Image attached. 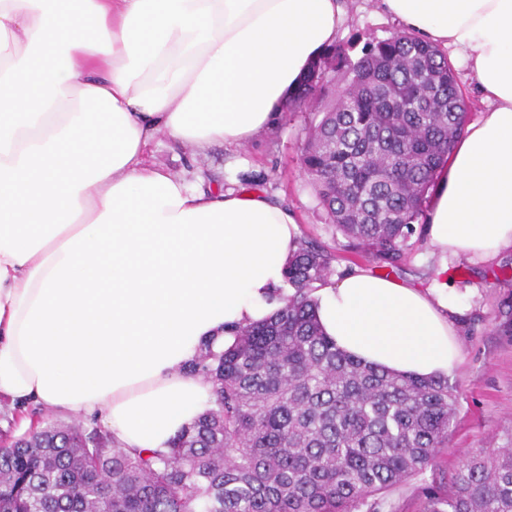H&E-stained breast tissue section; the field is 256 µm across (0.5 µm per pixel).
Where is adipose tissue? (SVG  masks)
<instances>
[{
	"label": "adipose tissue",
	"instance_id": "1",
	"mask_svg": "<svg viewBox=\"0 0 512 512\" xmlns=\"http://www.w3.org/2000/svg\"><path fill=\"white\" fill-rule=\"evenodd\" d=\"M379 3L453 49L490 104L455 140L427 233L492 257L512 247V0ZM343 20L340 0H0V398L149 451L211 407L185 366L282 306L300 227L257 187L201 189L146 149L161 132L198 151L250 142ZM314 297L364 363L433 377L459 357L446 284L358 269Z\"/></svg>",
	"mask_w": 512,
	"mask_h": 512
}]
</instances>
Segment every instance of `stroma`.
<instances>
[{"mask_svg": "<svg viewBox=\"0 0 512 512\" xmlns=\"http://www.w3.org/2000/svg\"><path fill=\"white\" fill-rule=\"evenodd\" d=\"M346 21L337 40L359 58L368 41L400 32V24L383 12L378 0H344ZM313 111L297 112L265 129L241 148L215 146L206 151L161 134L146 150L148 164L182 177L202 173L228 188L256 185L287 206L304 238L335 251L334 277L353 269L375 272V263L345 251V240L328 224L311 181L299 164ZM448 268V282L465 312L456 317L455 342L460 356L448 374L458 395L457 415L447 448L436 458V469L454 473L462 460L485 448L512 445V248L485 261L444 259L430 240L412 241L401 282L429 287L432 271ZM73 423L74 418L39 405L21 410L0 400V438L14 439L23 422Z\"/></svg>", "mask_w": 512, "mask_h": 512, "instance_id": "obj_1", "label": "stroma"}]
</instances>
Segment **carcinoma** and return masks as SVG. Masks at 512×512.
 <instances>
[{
    "label": "carcinoma",
    "instance_id": "obj_1",
    "mask_svg": "<svg viewBox=\"0 0 512 512\" xmlns=\"http://www.w3.org/2000/svg\"><path fill=\"white\" fill-rule=\"evenodd\" d=\"M344 91L324 95L300 165L346 250L403 270L423 239L427 195L467 112L446 56L413 34L342 44ZM336 255L302 241L273 316L205 343L188 371L213 407L148 455L108 431L49 423L0 448V512H388L386 494L435 470L456 417L446 376L412 377L346 354L311 297ZM422 512H512V448H486L432 475Z\"/></svg>",
    "mask_w": 512,
    "mask_h": 512
}]
</instances>
